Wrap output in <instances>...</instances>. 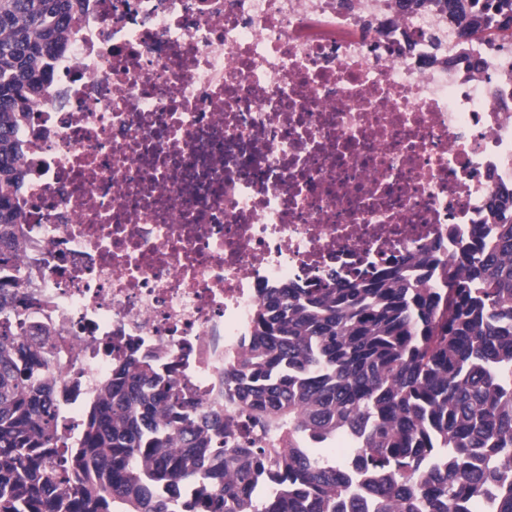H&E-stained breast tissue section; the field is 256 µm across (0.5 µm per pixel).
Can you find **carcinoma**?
Returning <instances> with one entry per match:
<instances>
[{
  "instance_id": "obj_1",
  "label": "carcinoma",
  "mask_w": 512,
  "mask_h": 512,
  "mask_svg": "<svg viewBox=\"0 0 512 512\" xmlns=\"http://www.w3.org/2000/svg\"><path fill=\"white\" fill-rule=\"evenodd\" d=\"M433 3L485 40L512 31V0ZM82 0H0V512H466L486 495L512 512V189L451 258L441 242L347 280L266 288L248 355L224 363L244 421L189 412L148 356L112 364L79 439L58 419L52 331L16 318L17 136L66 54ZM349 430V462L315 442ZM257 483L269 493L251 495Z\"/></svg>"
}]
</instances>
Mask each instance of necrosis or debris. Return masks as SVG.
<instances>
[{
	"label": "necrosis or debris",
	"instance_id": "1",
	"mask_svg": "<svg viewBox=\"0 0 512 512\" xmlns=\"http://www.w3.org/2000/svg\"><path fill=\"white\" fill-rule=\"evenodd\" d=\"M63 36L18 131L16 264L40 270L20 310L56 329L70 435L128 348L220 404L264 287L456 254L512 187V49L459 45L432 7L85 0Z\"/></svg>",
	"mask_w": 512,
	"mask_h": 512
}]
</instances>
